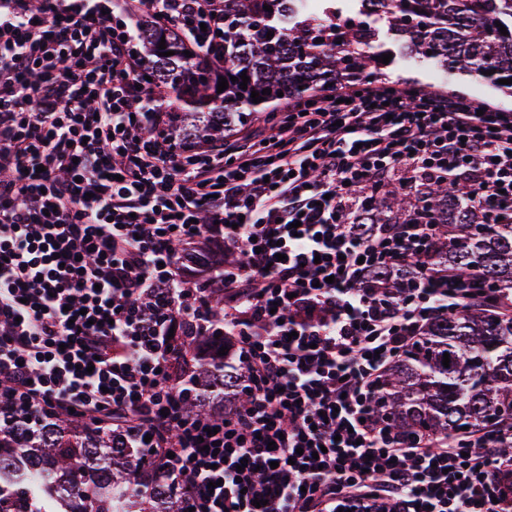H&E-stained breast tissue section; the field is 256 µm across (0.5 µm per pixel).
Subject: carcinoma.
Segmentation results:
<instances>
[{"label": "carcinoma", "instance_id": "cac0c4a2", "mask_svg": "<svg viewBox=\"0 0 512 512\" xmlns=\"http://www.w3.org/2000/svg\"><path fill=\"white\" fill-rule=\"evenodd\" d=\"M369 17L348 24L340 7L324 19L296 14L290 0H224L222 64L187 61L172 36L146 25L141 41L150 67L173 103L172 135L183 145L213 137L244 117L280 101L278 93L302 98L329 83L355 84L384 76L378 57L387 53L381 35L410 54L457 74L484 81L512 97V0H355ZM269 5L272 11L264 10ZM506 27L503 35L497 24ZM321 42H316V39ZM165 41L166 57L158 55ZM493 74H488V71ZM247 75V89L240 88ZM237 81H231V77ZM228 88L217 92L220 78ZM271 93L253 102L251 92ZM473 187L430 184L417 202L395 183L381 187L371 202L369 223L388 224L389 214L424 215L437 225L438 265L512 288V224H482L466 199ZM216 338L186 326L189 352L183 382L184 411L206 416L195 387L220 375L224 392L239 408L246 370L204 350ZM449 367H444V354ZM376 413L407 439L423 434L493 430L512 421V315L482 304L450 310L430 322L423 340L390 367L375 401ZM148 449L132 447L129 435L105 422L57 412L31 429L20 409L0 406V512H180L173 488L147 461ZM346 512H397L393 503L370 508L343 504Z\"/></svg>", "mask_w": 512, "mask_h": 512}]
</instances>
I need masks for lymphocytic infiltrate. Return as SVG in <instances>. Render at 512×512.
Returning a JSON list of instances; mask_svg holds the SVG:
<instances>
[{
  "label": "lymphocytic infiltrate",
  "mask_w": 512,
  "mask_h": 512,
  "mask_svg": "<svg viewBox=\"0 0 512 512\" xmlns=\"http://www.w3.org/2000/svg\"><path fill=\"white\" fill-rule=\"evenodd\" d=\"M223 13L224 0H0V404L112 413L192 512H512V427L407 440L374 410L389 365L483 288L434 263L433 225L358 221L362 190L395 178L417 197L469 181L472 209L512 223V113L366 82L176 150L140 19L199 55L221 51ZM213 235L236 258L209 283L249 396L217 421L186 416L170 335L210 323L179 251ZM411 267L409 287L387 288L383 273Z\"/></svg>",
  "instance_id": "f902f5d3"
}]
</instances>
